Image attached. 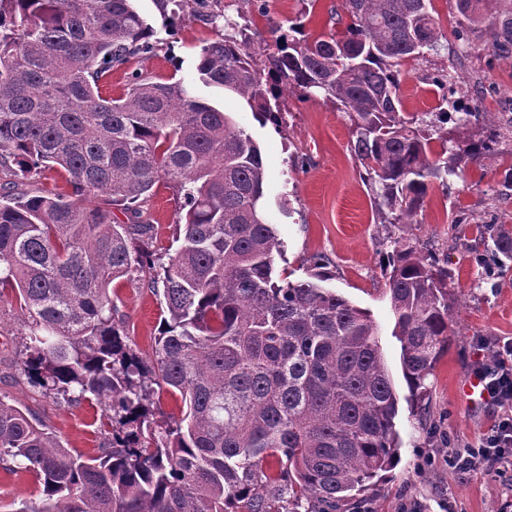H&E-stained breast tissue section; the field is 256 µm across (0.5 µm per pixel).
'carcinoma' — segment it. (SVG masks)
<instances>
[{
  "label": "carcinoma",
  "instance_id": "cac0c4a2",
  "mask_svg": "<svg viewBox=\"0 0 512 512\" xmlns=\"http://www.w3.org/2000/svg\"><path fill=\"white\" fill-rule=\"evenodd\" d=\"M480 0H456L467 44ZM341 36L287 41L259 53L227 22L199 53V81L239 97L257 121L281 122L280 95L321 96L353 127L354 159L390 224H416L429 188L503 137L486 112L448 99L432 119L407 117L397 66L435 50L427 0H342ZM154 31L132 0H0V297L14 294L27 331L21 373L41 391L102 406L107 438L94 456L0 396V468L34 477L36 507L15 512H336L398 455V396L377 325L323 285L276 270L282 242L262 202L260 148L229 113L181 81L133 69L117 97L100 84L151 55ZM512 60V18L491 23ZM483 124L484 138L461 129ZM442 150L436 152L432 140ZM58 178L19 189L45 171ZM179 220L168 261L151 250L138 203L159 183ZM124 210L127 222L112 217ZM473 261L492 278L512 261V225H475ZM386 293L413 397L448 351L452 279L436 253L394 242ZM134 271L162 292L167 317L146 358L130 343L110 284ZM180 395L181 417L156 418L151 384Z\"/></svg>",
  "mask_w": 512,
  "mask_h": 512
}]
</instances>
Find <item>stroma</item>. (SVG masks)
<instances>
[{"label": "stroma", "mask_w": 512, "mask_h": 512, "mask_svg": "<svg viewBox=\"0 0 512 512\" xmlns=\"http://www.w3.org/2000/svg\"><path fill=\"white\" fill-rule=\"evenodd\" d=\"M157 40L152 55L133 60L135 68L174 78L230 112L235 122L259 143L267 182L264 212L284 244L278 271L290 280L306 278L310 257L328 259L330 287L367 309L379 329L386 366L399 395L395 419L399 456L395 466L363 496L340 504L336 512H512V468L465 475L447 462L452 448L478 445L500 416L495 406L461 396L459 383L470 377L479 341L512 337V267L486 283L466 251L476 235L475 221L496 215L512 225V190L502 188L505 166L512 164V138L502 139L500 156L466 163L449 188L433 185L419 223L404 227L384 223L351 152L352 128L347 116L322 100L282 99L287 112L283 130L260 124L223 90L198 81L201 48L223 36L225 20L244 26L253 45L271 43L270 23H300L310 37L341 32L349 22L342 0H267L266 15L246 0H209L200 8L183 0L176 27L156 0H134ZM435 15L447 38L424 58L403 62L399 78L405 115L434 110L438 94L431 82L438 70L454 77L457 98L466 106L492 113L500 127L512 124V61L494 56L486 26L476 27L471 43L460 46L452 36L461 16L455 0H433ZM310 157L306 168L294 165ZM141 208L153 217L158 234L153 247L173 253L178 205L172 190L159 188ZM468 223L455 225L457 215ZM433 247L447 256L451 273L455 334L448 351L427 381L428 391L413 400L403 378L400 344L392 334L394 316L385 294L382 257L393 239ZM112 298L126 321L134 348L149 353L165 317L162 296L149 288L146 275L113 282ZM24 327L12 295L0 297V395L29 411L73 453L94 455L103 441L97 431L101 407L96 401L58 402L29 386L20 374L19 350ZM40 491L26 473L0 469V512L20 504L38 505Z\"/></svg>", "instance_id": "35a3bbf8"}]
</instances>
